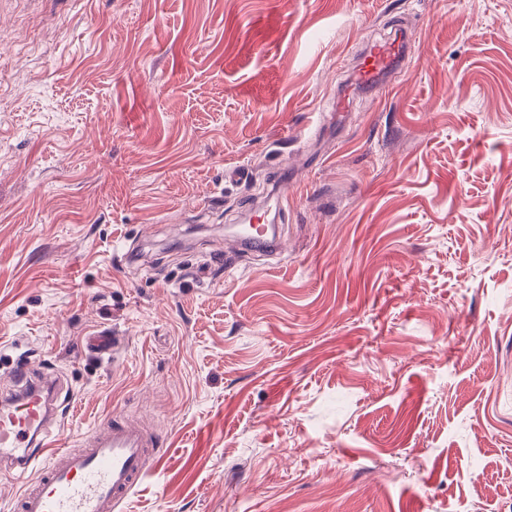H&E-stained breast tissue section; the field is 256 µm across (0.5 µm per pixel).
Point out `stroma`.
Segmentation results:
<instances>
[{
	"label": "stroma",
	"mask_w": 512,
	"mask_h": 512,
	"mask_svg": "<svg viewBox=\"0 0 512 512\" xmlns=\"http://www.w3.org/2000/svg\"><path fill=\"white\" fill-rule=\"evenodd\" d=\"M0 43V368L167 434L122 512H512V0H0ZM272 177L282 255L232 251ZM406 51L404 33L395 38L368 41L360 51L351 86L336 95V112H348L350 99L357 90L372 91L378 88L401 65Z\"/></svg>",
	"instance_id": "1"
}]
</instances>
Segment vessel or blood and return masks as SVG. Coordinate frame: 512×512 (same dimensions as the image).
Segmentation results:
<instances>
[{
  "label": "vessel or blood",
  "mask_w": 512,
  "mask_h": 512,
  "mask_svg": "<svg viewBox=\"0 0 512 512\" xmlns=\"http://www.w3.org/2000/svg\"><path fill=\"white\" fill-rule=\"evenodd\" d=\"M405 36L368 41L361 50L351 86L336 96L348 111L357 90H375L406 54ZM273 206H254L231 228L234 246L278 253L283 237L269 210H283L288 194L273 192ZM10 392L0 395V481L23 480L12 512H119L145 474L161 459L165 439L145 423L119 414L96 426L75 444L54 446L50 428L59 415L61 381L26 363L11 367Z\"/></svg>",
  "instance_id": "b4317fda"
}]
</instances>
